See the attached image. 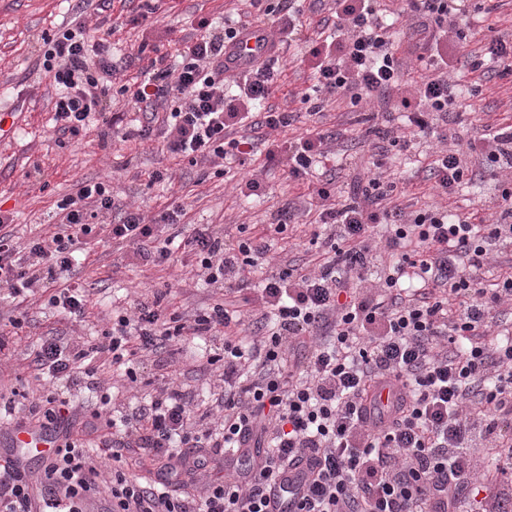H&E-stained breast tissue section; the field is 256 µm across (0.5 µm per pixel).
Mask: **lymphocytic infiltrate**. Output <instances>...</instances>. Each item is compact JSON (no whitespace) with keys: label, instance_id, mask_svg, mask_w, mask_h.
Returning <instances> with one entry per match:
<instances>
[{"label":"lymphocytic infiltrate","instance_id":"obj_1","mask_svg":"<svg viewBox=\"0 0 512 512\" xmlns=\"http://www.w3.org/2000/svg\"><path fill=\"white\" fill-rule=\"evenodd\" d=\"M333 2V34L304 41L316 84L300 102L334 97L356 106L400 93L405 132L386 121L369 129L379 159L438 137L439 119L457 108L448 78L455 63L474 72L495 63L512 75V42L485 36L471 47L473 0H404L422 64L415 77L400 66L378 0ZM189 25L196 37L173 63L157 56L140 79L123 83L107 37L69 28L44 36L42 68L57 90L54 134L78 135L101 118L123 139L158 141L175 159L228 168L251 164L264 145L267 163L309 182L329 248L317 270L265 277L251 326L223 304L173 326L156 299L117 315L98 339L69 346L43 337L33 362L55 384L94 377L104 365L132 380L136 356L172 337L224 336L214 356L224 365V393L202 411L214 421L204 429L176 389L119 417L95 413L78 429L64 421L62 393L44 394L22 421L63 430L46 480L65 488L70 512H82L106 458L112 512H270L285 473L303 463L299 512H512V337L489 335L497 308L512 303V267L487 273L492 250H512V125L480 136L498 207L491 223L406 210L393 201L396 183L377 176L340 201L330 181H313L331 159L329 131L306 128L285 147L272 138L294 120L267 104L279 54L230 79L224 48L237 28L205 17ZM117 95L135 113L130 123L106 112ZM429 172L446 197L474 176L460 149L436 151ZM182 212L176 205L148 221L120 208L106 183H83L57 201L53 235L22 249L11 216L0 212V288L17 298L56 284L82 239L136 244L138 258L157 266L190 251L207 282L246 286L267 236L233 247L207 230L185 236ZM371 276L377 289L365 286ZM386 388L395 398L383 406L377 396ZM89 437L101 456L86 448ZM130 460L146 467L145 477H127ZM217 468L222 477H211ZM0 512H31L27 477L10 458L0 461Z\"/></svg>","mask_w":512,"mask_h":512}]
</instances>
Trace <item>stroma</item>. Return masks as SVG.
Segmentation results:
<instances>
[{"mask_svg":"<svg viewBox=\"0 0 512 512\" xmlns=\"http://www.w3.org/2000/svg\"><path fill=\"white\" fill-rule=\"evenodd\" d=\"M171 10L160 13L150 26L132 24V17L143 10L142 0H0V107L16 108L15 131L0 140V211L13 214L14 228L20 239L38 232L39 226L57 199L75 193L80 182L104 179L117 200L154 215L172 202L183 203L185 223L223 235L225 243H237L242 235L268 233L267 226L277 210L290 207L297 215L295 224L284 233H268L269 251L258 277L278 272L293 264L301 266L316 258L320 250L310 239L314 231L308 209L311 197L306 186L290 180L286 167H267L262 176L263 191L250 196L241 187L250 179L246 170H231L217 175L214 168L174 162L152 143L120 137L102 138L99 129L72 138H57L50 129L51 91L37 66L41 38L60 27H86L93 35L110 34L118 49L128 53L125 78L139 75L148 63L147 56L135 57L131 51L141 44L157 47L175 55L185 37L184 19L190 15L223 21L226 15L242 8V0H172ZM285 72L271 102L281 109L297 113L298 118L280 135L288 141L299 136L311 124L297 100L299 92L312 86L311 69L301 61L299 46L285 54ZM460 89L463 123L445 126L449 144L466 145L478 138L485 126L512 123V77L494 70L479 73L457 67L451 74ZM363 113L351 106L328 102L321 118L325 129L336 133L332 146L350 166L335 172L338 194L348 192L353 169H365L374 146L363 138ZM427 146L410 152H393L392 168L400 182L401 205L416 210L437 203L438 197L427 178ZM174 167L171 183L147 187L149 172ZM38 172V179L26 180V173ZM135 244L101 243L88 245L85 261L77 272L92 293V304L85 318L73 322L48 303L50 293L37 289L25 301L13 299L0 290V330L6 331L0 349V388L18 389L37 399L49 387L48 381L32 366L33 350L40 337L58 336L76 344L100 336L111 328L114 310L127 308L136 300L153 298L165 292L170 309L193 313L224 301H233L245 309L240 293L204 282L190 269L194 256L179 255L167 268L153 267L137 259ZM27 313L29 323L23 334L11 335V318ZM221 338L199 341L185 337L178 346H165L158 353L138 358L134 363L137 383L112 374L98 372L101 390L84 385L72 387L68 394L78 422L90 420L100 406L101 391L112 397L113 414L128 413L168 386L181 387L193 404L205 408L224 391L216 372L199 363L202 355L220 347Z\"/></svg>","mask_w":512,"mask_h":512,"instance_id":"stroma-1","label":"stroma"}]
</instances>
